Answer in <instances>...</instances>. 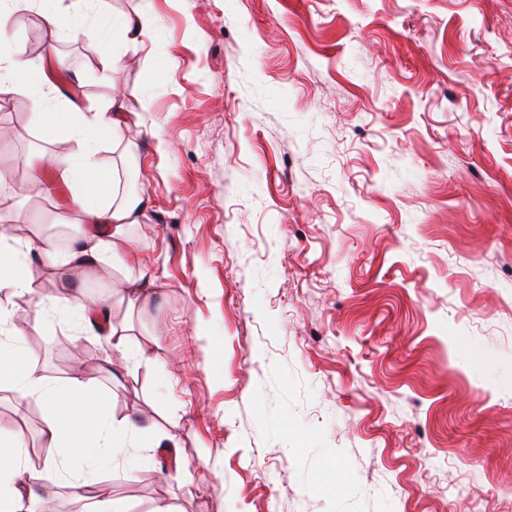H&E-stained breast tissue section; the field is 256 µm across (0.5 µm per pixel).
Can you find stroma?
Returning a JSON list of instances; mask_svg holds the SVG:
<instances>
[{
  "label": "stroma",
  "mask_w": 512,
  "mask_h": 512,
  "mask_svg": "<svg viewBox=\"0 0 512 512\" xmlns=\"http://www.w3.org/2000/svg\"><path fill=\"white\" fill-rule=\"evenodd\" d=\"M138 13L145 45L113 37ZM97 22L123 59L107 77L36 9L0 43L85 103L121 94L130 150L98 158L151 199L128 228L141 263L115 272L156 281L114 308L128 370L16 301L50 385L96 370L115 418L158 423L187 463L165 482L166 450L136 448L96 493L129 512H512V0H100ZM9 101L0 195L68 250L73 213L28 181L64 127ZM44 411L0 388L28 449Z\"/></svg>",
  "instance_id": "35a3bbf8"
}]
</instances>
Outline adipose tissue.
<instances>
[{
    "instance_id": "adipose-tissue-1",
    "label": "adipose tissue",
    "mask_w": 512,
    "mask_h": 512,
    "mask_svg": "<svg viewBox=\"0 0 512 512\" xmlns=\"http://www.w3.org/2000/svg\"><path fill=\"white\" fill-rule=\"evenodd\" d=\"M96 4L97 0H75L74 9L45 14L44 19L56 37L82 38L97 54L101 71L108 75L120 59L104 49L101 32L88 21ZM36 68L35 60L23 52L0 54V93H30L29 78ZM56 98L69 116L66 139L70 147L54 153L45 164L32 167L29 180L45 187L53 178H60L71 190L72 211L92 231L79 235L77 247L60 254L50 246L36 247L30 240L17 238L12 232V218L1 212L0 296L33 292L37 295L38 315L51 310L74 313L79 319L76 336L103 335L113 355L123 361L127 358L124 329L112 327L101 332L98 323L89 317L95 311L111 318L110 298L93 303L78 288L58 293L36 292L29 269L28 258L34 253L52 275L78 278L85 267L93 266L102 280L112 281L115 251L126 244L128 226L141 222L148 205V197L142 192L117 195L114 182L104 177L98 162L102 141H109L115 148L125 142L127 113L122 100L113 97L106 106L87 107L61 92ZM12 316V310L0 305V383L12 385L18 406H25L34 397L43 402L41 436L50 452L41 468L27 466L22 431L0 433V512H22L27 501L52 502L57 492L48 486L47 480L65 464L79 466L85 475L84 482L75 484L74 490L79 495L89 494L87 512H127L118 500L92 497L91 486L103 461L137 447L144 440L153 447H164L157 425L137 426L124 419L115 420L110 407L100 401L95 378L83 371H75L63 386H50L39 366L27 362Z\"/></svg>"
}]
</instances>
